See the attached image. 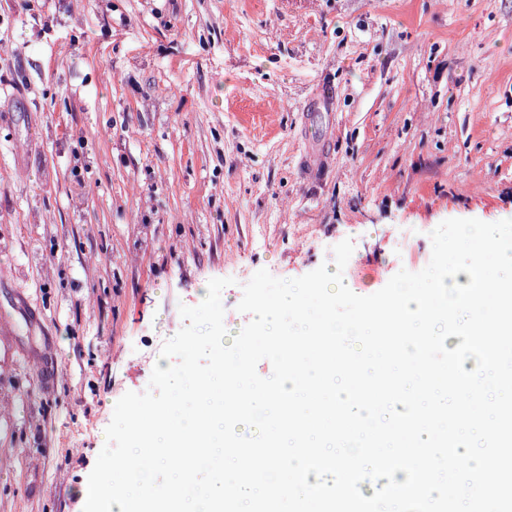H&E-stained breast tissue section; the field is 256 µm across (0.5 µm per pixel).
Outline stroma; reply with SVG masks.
I'll use <instances>...</instances> for the list:
<instances>
[{"label":"stroma","instance_id":"obj_1","mask_svg":"<svg viewBox=\"0 0 512 512\" xmlns=\"http://www.w3.org/2000/svg\"><path fill=\"white\" fill-rule=\"evenodd\" d=\"M509 212L512 0H0V512H83L210 279L239 330L258 270L349 239L366 296Z\"/></svg>","mask_w":512,"mask_h":512}]
</instances>
